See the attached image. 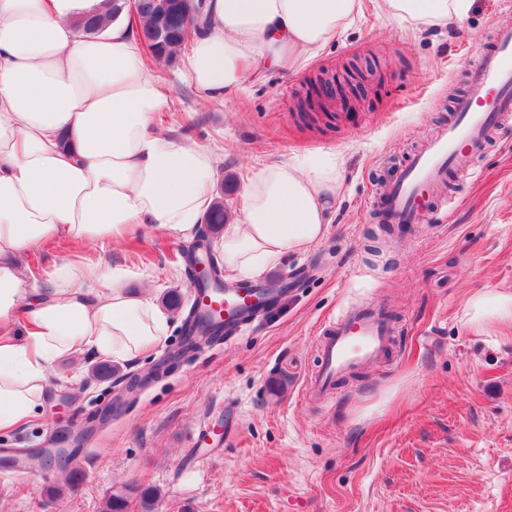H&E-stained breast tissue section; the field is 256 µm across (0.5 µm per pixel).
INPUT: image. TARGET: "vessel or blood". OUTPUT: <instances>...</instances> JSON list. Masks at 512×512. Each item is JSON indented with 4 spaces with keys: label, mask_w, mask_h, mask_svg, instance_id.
Returning <instances> with one entry per match:
<instances>
[{
    "label": "vessel or blood",
    "mask_w": 512,
    "mask_h": 512,
    "mask_svg": "<svg viewBox=\"0 0 512 512\" xmlns=\"http://www.w3.org/2000/svg\"><path fill=\"white\" fill-rule=\"evenodd\" d=\"M512 117V24L492 29V45L476 52L465 92L440 125L412 152L386 186L378 207L390 224L424 223L430 195L448 169L473 172L491 133ZM393 327L380 307L350 306L327 319L318 337L319 366L308 390L330 396L337 379L386 356Z\"/></svg>",
    "instance_id": "vessel-or-blood-1"
}]
</instances>
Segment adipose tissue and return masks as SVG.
Listing matches in <instances>:
<instances>
[{
  "mask_svg": "<svg viewBox=\"0 0 512 512\" xmlns=\"http://www.w3.org/2000/svg\"><path fill=\"white\" fill-rule=\"evenodd\" d=\"M473 0H384L410 30L459 24ZM108 0H0V433L41 413L47 373L88 351L137 360L168 336L167 312L128 273L86 253L144 230L188 238L213 202L212 152L159 128L169 98L126 17L77 23ZM360 0H207L185 58L199 99L246 75L295 70L348 30ZM336 153L273 160L243 185L218 240L224 269L251 277L326 237L341 190ZM67 241L79 254L36 273L22 260ZM468 325L512 326V289L466 302Z\"/></svg>",
  "mask_w": 512,
  "mask_h": 512,
  "instance_id": "ef3b65f1",
  "label": "adipose tissue"
}]
</instances>
